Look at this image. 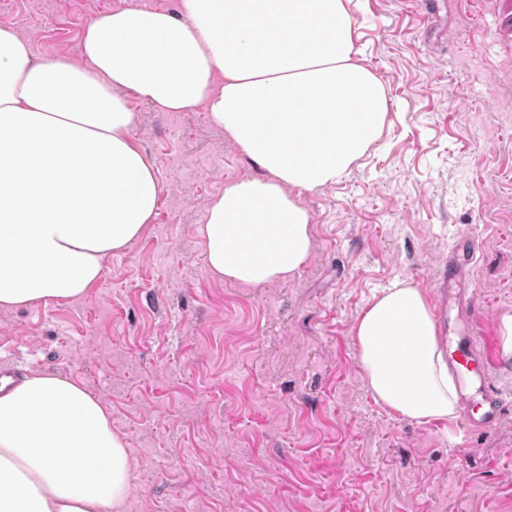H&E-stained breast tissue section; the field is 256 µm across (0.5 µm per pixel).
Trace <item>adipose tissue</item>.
<instances>
[{"instance_id": "obj_1", "label": "adipose tissue", "mask_w": 512, "mask_h": 512, "mask_svg": "<svg viewBox=\"0 0 512 512\" xmlns=\"http://www.w3.org/2000/svg\"><path fill=\"white\" fill-rule=\"evenodd\" d=\"M81 64L36 61L0 27V307L86 296L104 261L137 240L162 194L133 141L136 96L164 112L204 104L263 171L210 198L199 227L207 271L287 279L312 248L301 194L335 183L376 143L391 110L364 64L353 0H180L124 8L85 29ZM306 144L296 153L297 144ZM377 403L419 424L458 397L421 288L374 295L355 326ZM132 465L102 400L35 372L0 394V512H120Z\"/></svg>"}]
</instances>
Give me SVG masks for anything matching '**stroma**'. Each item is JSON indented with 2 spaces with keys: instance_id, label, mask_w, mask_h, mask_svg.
I'll list each match as a JSON object with an SVG mask.
<instances>
[{
  "instance_id": "stroma-1",
  "label": "stroma",
  "mask_w": 512,
  "mask_h": 512,
  "mask_svg": "<svg viewBox=\"0 0 512 512\" xmlns=\"http://www.w3.org/2000/svg\"><path fill=\"white\" fill-rule=\"evenodd\" d=\"M178 0H0L34 58L80 62L105 10ZM363 59L392 110L335 183L304 193L311 253L264 285L209 274L207 200L260 168L204 105L132 100V137L163 186L143 236L83 298L0 309V370L66 375L127 442L124 512H512V0H445L427 32L408 0H361ZM470 324L504 411L486 430L417 424L365 387L353 327L397 280L434 294L457 243Z\"/></svg>"
}]
</instances>
